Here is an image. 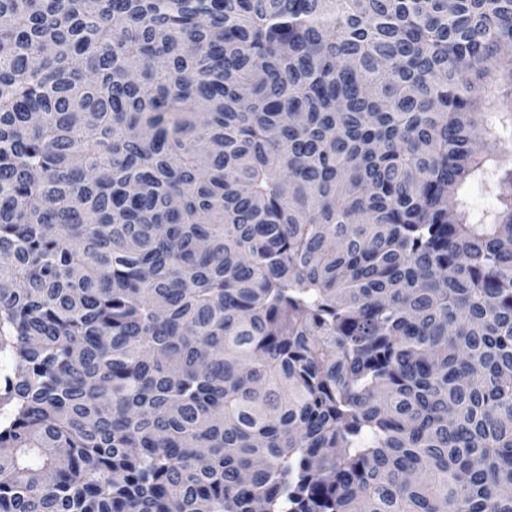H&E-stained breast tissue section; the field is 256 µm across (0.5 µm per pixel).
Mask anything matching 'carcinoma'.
I'll use <instances>...</instances> for the list:
<instances>
[{
    "instance_id": "obj_1",
    "label": "carcinoma",
    "mask_w": 512,
    "mask_h": 512,
    "mask_svg": "<svg viewBox=\"0 0 512 512\" xmlns=\"http://www.w3.org/2000/svg\"><path fill=\"white\" fill-rule=\"evenodd\" d=\"M509 49L512 0H0V512H512Z\"/></svg>"
}]
</instances>
